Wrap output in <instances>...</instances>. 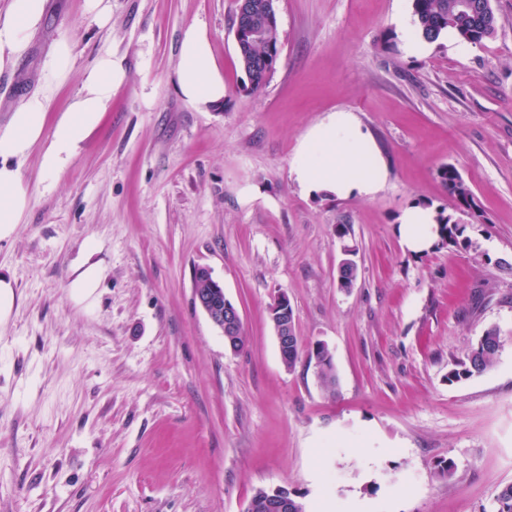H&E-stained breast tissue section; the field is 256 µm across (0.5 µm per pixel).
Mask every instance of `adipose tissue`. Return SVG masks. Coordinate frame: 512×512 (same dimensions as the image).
I'll return each instance as SVG.
<instances>
[{
	"label": "adipose tissue",
	"instance_id": "adipose-tissue-1",
	"mask_svg": "<svg viewBox=\"0 0 512 512\" xmlns=\"http://www.w3.org/2000/svg\"><path fill=\"white\" fill-rule=\"evenodd\" d=\"M45 0H11L0 14V70L14 65L27 49L41 22ZM125 77L120 61L101 56L55 124H48V104L34 94L22 98L9 123L0 128V240L13 235L30 205L29 188L20 164L35 146H42L41 171L47 184L65 172L81 143L95 129L112 100V91ZM174 83L189 104L204 108L224 98V77L214 64L205 25L189 24L183 31ZM292 180L305 192L336 197H369L386 177L379 151L352 114L331 113L302 141L290 168ZM432 208L414 205L401 217L400 232L412 251L429 249L434 241ZM86 258L70 285L78 304L95 300L104 269L94 256L97 244L84 245Z\"/></svg>",
	"mask_w": 512,
	"mask_h": 512
}]
</instances>
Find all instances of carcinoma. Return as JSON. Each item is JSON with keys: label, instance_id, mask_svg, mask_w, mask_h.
Listing matches in <instances>:
<instances>
[{"label": "carcinoma", "instance_id": "obj_1", "mask_svg": "<svg viewBox=\"0 0 512 512\" xmlns=\"http://www.w3.org/2000/svg\"><path fill=\"white\" fill-rule=\"evenodd\" d=\"M459 2L460 0H413L415 23L424 40L432 43L450 32L463 41L480 44L495 36L498 20L494 9L488 8L476 16H468L460 13ZM278 42V27L274 26L268 29L264 40L237 49L239 63L246 76L251 78L250 91L257 92L266 85V61L270 58L271 52L277 50ZM438 175L449 196L458 205L473 208V194L455 167L444 165L439 169ZM435 221L438 226L439 243L456 244L457 238L462 235V225L456 223L452 216L443 210L437 211ZM500 346L498 330H485L467 360L458 363L457 367L448 373V381L468 379L491 368L495 364ZM318 377L327 392L335 391L337 377L332 361H327Z\"/></svg>", "mask_w": 512, "mask_h": 512}]
</instances>
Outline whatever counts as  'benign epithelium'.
Segmentation results:
<instances>
[{"label": "benign epithelium", "mask_w": 512, "mask_h": 512, "mask_svg": "<svg viewBox=\"0 0 512 512\" xmlns=\"http://www.w3.org/2000/svg\"><path fill=\"white\" fill-rule=\"evenodd\" d=\"M255 4L251 0H238V9L233 25L236 44L246 41L258 42L266 37L267 29L251 23ZM195 303L207 314L224 337L225 345L232 351L238 349L242 318L238 308L225 296L224 286L213 279L207 267L195 271ZM269 316L275 333L281 361L288 362L289 352L296 346L295 320L288 296L279 294L269 308ZM262 503L268 512H289L288 490L276 487L263 493Z\"/></svg>", "instance_id": "7a95c632"}]
</instances>
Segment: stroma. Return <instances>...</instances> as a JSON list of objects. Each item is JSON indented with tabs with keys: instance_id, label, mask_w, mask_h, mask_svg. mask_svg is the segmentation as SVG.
<instances>
[{
	"instance_id": "1",
	"label": "stroma",
	"mask_w": 512,
	"mask_h": 512,
	"mask_svg": "<svg viewBox=\"0 0 512 512\" xmlns=\"http://www.w3.org/2000/svg\"><path fill=\"white\" fill-rule=\"evenodd\" d=\"M277 7L280 59L257 93L236 0H112L102 27L85 0H46L0 71V128L36 92L56 121L103 55L126 72L53 188L40 148L22 164L29 209L0 241L18 295L0 326V512H245L275 487L305 512H495L512 483V0H493L494 38L448 34L416 55L396 23L412 0ZM193 22L224 76L204 111L173 82ZM61 39L74 66L57 83L43 65ZM333 112L380 151L373 196L313 197L290 177ZM444 165L480 217L455 211ZM415 203L454 213L465 243L409 251L399 220ZM89 239L107 275L85 307L68 289ZM347 245L358 276L344 290ZM198 266L240 311V351L193 302ZM281 292L302 347L329 349L335 394L307 359L283 365L269 320ZM490 327L495 365L449 383ZM438 175L449 196L459 206L473 209L475 205L474 196L455 167L444 165L439 169Z\"/></svg>"
}]
</instances>
